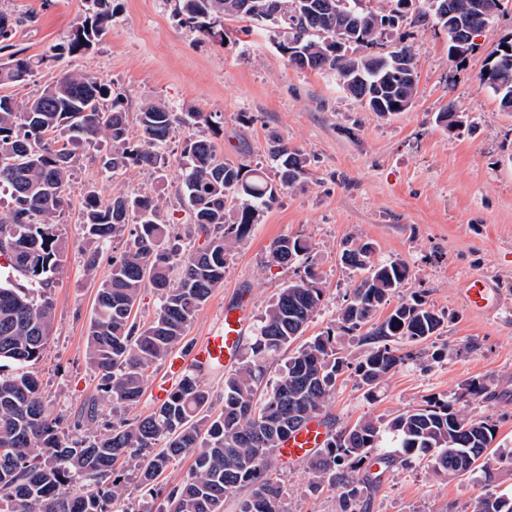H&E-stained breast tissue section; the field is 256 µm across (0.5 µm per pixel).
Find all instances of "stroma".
I'll return each instance as SVG.
<instances>
[{
  "mask_svg": "<svg viewBox=\"0 0 512 512\" xmlns=\"http://www.w3.org/2000/svg\"><path fill=\"white\" fill-rule=\"evenodd\" d=\"M89 6V0H0V11L23 19L12 39L15 49L41 62L33 77L13 87L17 99L32 97L65 71L84 72L111 83L132 116L156 100L185 114L221 115L219 147L250 168L267 169L274 134L309 159L302 187L284 191L260 211L249 235L227 251L224 280L197 312L184 345L193 347L224 307L239 300H248L254 318H261L279 289L303 274L302 263L272 262L269 246L280 237H301L311 246L323 289L304 336L335 329L336 348L349 363L323 412L332 431L362 419L389 422L434 396L454 400L464 416L490 415L498 424L501 456L487 472L445 479L428 460L409 458L388 469L363 512H473L489 484L512 495V112L502 111L497 95L480 81L488 54L512 36V9L479 34L474 52L452 58L446 32L428 17L425 0H415L368 49L386 55L407 43L415 55V99L406 111L382 116L348 95L333 75L288 66L265 31L246 36L239 22L228 20L223 39L190 33L175 14V0H112L107 34L82 55L58 56ZM31 13L35 22H26ZM450 105L463 131L438 122ZM195 131L185 125L167 144L171 168L164 185L150 169L135 166L106 177L100 164L109 150L105 139L78 149L69 202L55 219L67 251L50 290L53 333L35 366L50 408L62 419L61 436H75L72 420L101 384L86 362V336L112 262L107 249L95 272L83 266L82 196L90 188L105 200L116 191L153 194L173 234L186 237L187 209L174 189L184 139ZM367 240L376 244L375 260L398 259L411 269L408 283L376 311L375 321L414 292L424 293L444 318L440 335L403 344L409 359L371 395L351 371L371 345L364 330L347 333L339 323L357 283L340 251ZM473 274L496 279L504 296L496 314L463 306L459 290ZM474 378L491 384L494 399L464 397ZM271 476L283 487L280 512H339L338 492H311L314 475L307 464L278 463Z\"/></svg>",
  "mask_w": 512,
  "mask_h": 512,
  "instance_id": "obj_1",
  "label": "stroma"
}]
</instances>
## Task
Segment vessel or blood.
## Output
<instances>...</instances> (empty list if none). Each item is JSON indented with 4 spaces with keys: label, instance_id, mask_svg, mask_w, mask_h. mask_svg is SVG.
<instances>
[{
    "label": "vessel or blood",
    "instance_id": "b4317fda",
    "mask_svg": "<svg viewBox=\"0 0 512 512\" xmlns=\"http://www.w3.org/2000/svg\"><path fill=\"white\" fill-rule=\"evenodd\" d=\"M462 294L465 305L476 312L490 313L500 306V290L493 277L486 274L467 278ZM250 324L251 317L243 308H225L190 353L174 352L167 356L164 377L154 380L150 387L154 401H165L174 380L186 370L192 369L203 375L214 367L231 365ZM327 437L328 427L323 420L312 421L289 433L277 448L276 456L288 464L308 461L323 448Z\"/></svg>",
    "mask_w": 512,
    "mask_h": 512
}]
</instances>
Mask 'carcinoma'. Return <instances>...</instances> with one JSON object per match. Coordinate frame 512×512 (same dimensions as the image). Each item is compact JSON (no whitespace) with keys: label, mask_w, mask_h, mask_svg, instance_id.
<instances>
[{"label":"carcinoma","mask_w":512,"mask_h":512,"mask_svg":"<svg viewBox=\"0 0 512 512\" xmlns=\"http://www.w3.org/2000/svg\"><path fill=\"white\" fill-rule=\"evenodd\" d=\"M112 0H91L88 16L75 28L59 55L76 56L105 34L112 21ZM387 14L364 11L358 0H178L176 10L190 31L204 37L224 35V20L260 25L280 42L291 40L304 68L336 76L341 87L373 112L392 115L407 110L417 80L397 66L403 45L386 57L356 56L351 45L373 44L377 21L396 20L407 0H394ZM443 0H427L438 23L453 37L466 31L469 15L498 14L504 0H469L470 14L453 24L440 17ZM35 15L12 17L0 12V88L22 84L41 61L13 49L15 28ZM481 84L499 98L512 94V40H504L489 58ZM132 133L127 112L112 86L81 72H67L40 93L19 102L0 94V189L10 197L7 217L0 219V257L9 264L0 276V362L18 367L0 376V512H114L122 496L126 471L154 491L172 460L194 457L189 475L166 495L163 512H225L228 495L244 491L235 512H279L283 491L269 469L275 448L288 433L322 415L325 403L347 366L335 347L334 330L294 346L319 309V275L308 266L304 276L280 289L253 329L249 357L224 375V406L213 411L211 392L194 372H186L171 395L153 411L114 424L105 431L71 439L58 433L38 374L31 370L48 345L54 305L48 295L65 245L53 232V218L67 200L76 148L104 137L112 144L103 168L117 175L144 166L162 180L170 166L165 147L184 123L166 103L143 104ZM278 179L224 157L215 140L190 134L185 139L181 183L175 194L187 202L191 225L205 243L183 249L172 241L162 219L159 198L140 191L114 194L103 201L96 190L82 203V234L87 271L97 269L111 241L129 232L121 254L96 296L87 331L86 360L101 378V395L75 416L73 427L90 428L99 402L137 404L147 371L180 346L196 313L224 280L225 255L232 242L243 240L256 213L272 207L279 193L307 173V157L274 137L270 149ZM298 236L281 237L270 246L280 265L298 262L308 253ZM374 243L341 252L342 264L359 273L339 320L345 331L370 325L379 340L355 366L357 385L371 394L407 355L397 340L419 344L437 335L444 319L422 294L401 301L382 322L372 318L410 279L402 261L376 263ZM177 283L171 284V276ZM21 276L27 287L16 288ZM153 288L160 305L147 326L130 320L141 289ZM288 353L282 371L267 376L266 361ZM466 396L488 400L490 385L472 379ZM401 456L427 457L438 476L458 478L486 469L494 460L498 424L493 416L465 418L455 403L434 398L399 414L388 424L365 419L348 430L330 434L309 460L312 489L339 492L341 512H361L377 476L367 462L383 452L386 435ZM475 512H512V495L488 490Z\"/></svg>","instance_id":"carcinoma-1"}]
</instances>
